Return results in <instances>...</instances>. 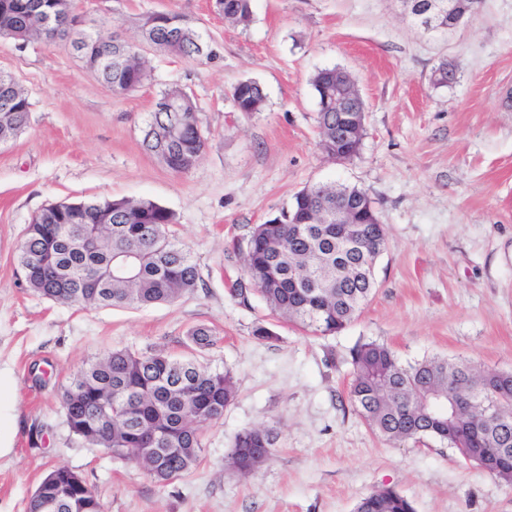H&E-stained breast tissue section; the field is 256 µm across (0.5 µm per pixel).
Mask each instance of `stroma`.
Returning a JSON list of instances; mask_svg holds the SVG:
<instances>
[{
    "label": "stroma",
    "mask_w": 512,
    "mask_h": 512,
    "mask_svg": "<svg viewBox=\"0 0 512 512\" xmlns=\"http://www.w3.org/2000/svg\"><path fill=\"white\" fill-rule=\"evenodd\" d=\"M88 16L131 34L154 11H175L216 52L189 61L147 51L150 77L113 95L70 50L0 40V70L31 102L29 126L0 142V512H26L58 466L80 474L104 512H353L377 487L415 512H512V485L434 437L393 444L350 406V349L388 344L403 364L427 356L512 371V0H480L462 23L426 35L400 0H252L249 27L224 22L212 0H82ZM456 69L435 85L440 61ZM351 74L365 106L356 157L318 145L317 70ZM258 81L263 112L236 109L231 89ZM180 86L210 132L190 171L143 145L160 92ZM357 186L371 198L386 247L360 315L316 336L273 315L245 281L239 248L304 187ZM136 198L173 212L197 261L199 287L172 303L82 309L30 291L18 262L25 229L45 206ZM203 325L220 336L199 350ZM263 326L271 338L254 334ZM129 349L231 370L237 397L201 430L196 465L160 485L142 467L76 439L60 394L103 353ZM250 428L275 435L249 477L226 463Z\"/></svg>",
    "instance_id": "35a3bbf8"
}]
</instances>
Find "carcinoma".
Segmentation results:
<instances>
[{
    "mask_svg": "<svg viewBox=\"0 0 512 512\" xmlns=\"http://www.w3.org/2000/svg\"><path fill=\"white\" fill-rule=\"evenodd\" d=\"M49 9L51 0H0V37L25 43L46 40L34 2ZM224 20L248 26L251 0H219ZM99 47L84 50L83 63L112 93L140 88L149 77L141 45L192 60H211L214 50L185 16L162 11L139 25V39H112L92 31ZM336 82V69L313 77L319 99V146L329 156L353 158L361 140H336L339 113L324 106V89ZM240 112H261L266 96L253 80L231 89ZM162 97L180 109L181 126L171 136L170 116L151 112L143 139L146 150L169 169L187 173L208 142L192 96L170 88ZM0 139L13 138L29 123L31 103L13 76L0 71ZM364 203L353 224L316 222L317 213ZM174 214L150 200H82L72 210L45 207L28 225L19 249L27 287L54 302L83 308L142 307L171 303L199 285L191 250L171 231ZM386 233L366 192L334 183L304 187L288 208L253 228L244 251L245 274L267 307L287 322L316 335L344 329L361 312L376 288L374 266L384 251ZM188 338L199 349L219 337L197 326ZM352 380L348 400L377 435L388 441L432 436L492 477L512 484V373L485 371L465 362L431 356L414 364L399 362L377 340L356 343L349 352ZM232 373L212 372L192 360L161 351L139 354L110 351L80 367L62 392L69 431L109 452L115 448L153 449L144 466L160 483L187 474L201 448L200 429L219 420L236 399ZM267 429L239 433L227 459L242 476L251 475L272 455ZM73 471L61 466L43 480L27 512H100L87 484L71 483ZM354 512H414L393 488H379Z\"/></svg>",
    "mask_w": 512,
    "mask_h": 512,
    "instance_id": "cac0c4a2",
    "label": "carcinoma"
}]
</instances>
